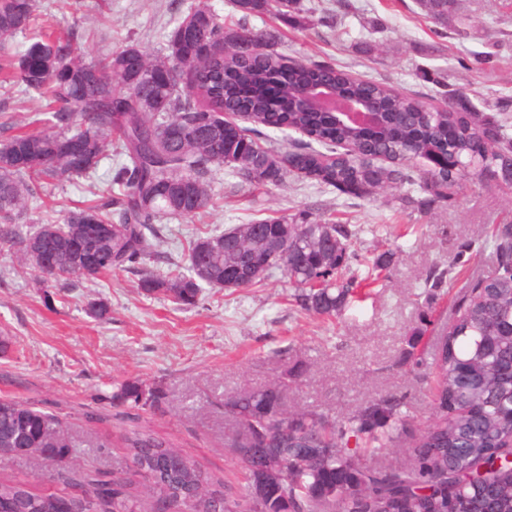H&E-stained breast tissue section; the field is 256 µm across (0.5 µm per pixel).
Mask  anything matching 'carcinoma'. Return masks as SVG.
<instances>
[{
	"mask_svg": "<svg viewBox=\"0 0 512 512\" xmlns=\"http://www.w3.org/2000/svg\"><path fill=\"white\" fill-rule=\"evenodd\" d=\"M425 18L448 29L456 0H418ZM239 21L224 20L205 4H190L164 35L161 56L136 44L87 61L78 51L82 34L47 31L34 0H0V39L18 34L24 49L0 61V75L56 105L48 128L0 140V242L17 240L21 259L31 263L38 247L56 264L54 278L126 271L151 254V240L168 218L196 217L213 206L211 179L226 167L254 187L280 186L296 171L313 169L314 182L356 202L386 186L406 188L407 211L422 192L431 203H450L448 188L490 175L512 194V119L469 104L467 88L448 87V108L437 110L417 94H402L384 82L362 80L330 62H305L274 49L276 36L248 26L251 17L297 8V0H231ZM328 84L339 95L370 99L383 114L376 135L338 125L325 112L291 105L295 95ZM250 126L241 125L243 118ZM456 134L448 137V125ZM290 129L298 139L276 147L264 129ZM117 139L123 161L106 191L92 203L68 211L62 223L33 231L19 227L40 183L90 177ZM439 153L446 167L421 171L416 159ZM106 229L94 243V265L74 266L72 241L83 225ZM362 229L312 217L308 209L289 216L254 219L221 233L197 237L186 271L167 278L149 272L139 288L163 290L177 304L198 303L203 286L237 288L227 273L256 261L247 286L281 270L294 286L292 301L302 311L341 316L374 282L373 266L353 267ZM489 245L495 268L469 282L457 301L448 331L432 353L431 417L412 435L409 464L377 468L364 462L389 447L410 426L406 397L381 394L342 420L329 414L290 411L283 401L288 384L244 390L224 402L240 426L231 448L245 471L238 489L202 470V496L224 499V512H512V469L495 466L489 448L512 451V223L499 225ZM470 246L461 245L436 265L429 289L452 285L465 267ZM163 394L138 381L112 393L129 420L155 410ZM123 441L131 469L123 477L95 478L70 469L73 441L59 419L27 402L0 401V457H27L58 468L65 492L80 512H141L128 491L134 466L179 473L196 487L193 470L166 438L133 425ZM355 448H349L350 442ZM151 512L180 506L173 480L146 486ZM10 512H40L58 501L55 493L32 489L29 481H0V498Z\"/></svg>",
	"mask_w": 512,
	"mask_h": 512,
	"instance_id": "obj_1",
	"label": "carcinoma"
}]
</instances>
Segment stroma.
<instances>
[{"label":"stroma","instance_id":"35a3bbf8","mask_svg":"<svg viewBox=\"0 0 512 512\" xmlns=\"http://www.w3.org/2000/svg\"><path fill=\"white\" fill-rule=\"evenodd\" d=\"M325 2L343 13L341 29L314 25L299 31L289 17L250 18V26L279 31V51L307 61H337L354 76L387 82L398 90L440 103L423 71H439L466 86L477 107L500 104L512 112V0H458L449 24L467 30L457 40L435 34L416 0H300L302 8ZM52 31L84 30L80 50L92 58L128 42L152 55L163 52V34L188 0H84L73 13L68 0H35ZM492 52L491 71L467 69L472 55ZM45 99L19 102L0 88V139L8 132L42 128ZM109 162L96 179L72 177L45 184L22 222L33 226L83 206L107 187ZM214 206L204 218L164 220L148 270L167 275L186 262L193 239L255 217L309 209L323 219L360 225L358 253L380 264L382 277L354 310L330 320L293 305L283 274L250 288H204L194 307H181L163 292L145 293L136 272L93 280L75 277L42 282L22 264L16 247L0 243V338L11 350L0 355V399L23 400L59 416L85 470L120 476L129 460L122 440L129 420L112 404L119 384L161 386L162 410L144 411L142 425L170 439L203 468L238 487L243 473L230 443L235 421L224 399L299 374L285 393L288 406L324 411L343 419L372 397L406 396L415 426L430 416L429 381L402 366L405 341L419 324V293L434 265L470 244V260L453 287L431 300L434 323L422 347L432 353L455 316L454 301L467 281L487 275L495 259L485 240L491 229L512 220V197L489 179L468 186L448 206L419 205L394 217L401 188L350 207L330 191L288 178L278 187L256 189L219 170L211 183ZM105 302L110 317H90L91 303ZM26 479L39 491H60L51 470L26 458H0V480Z\"/></svg>","mask_w":512,"mask_h":512}]
</instances>
